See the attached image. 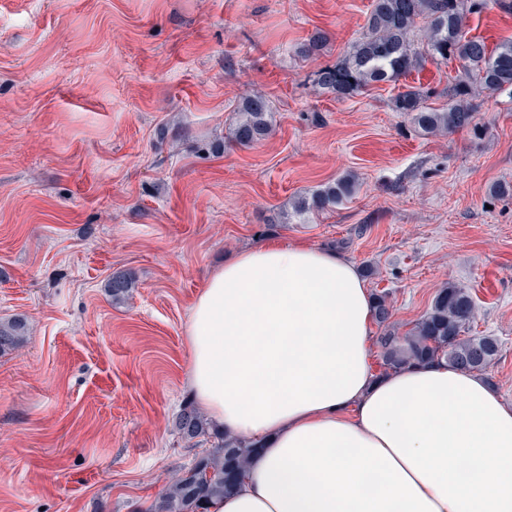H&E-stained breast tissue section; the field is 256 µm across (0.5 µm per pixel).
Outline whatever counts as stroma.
I'll list each match as a JSON object with an SVG mask.
<instances>
[{"label": "stroma", "instance_id": "obj_1", "mask_svg": "<svg viewBox=\"0 0 512 512\" xmlns=\"http://www.w3.org/2000/svg\"><path fill=\"white\" fill-rule=\"evenodd\" d=\"M373 0H0V512H154L213 448L174 422L190 398L185 330L209 275L273 238L339 247L407 332L453 284L496 337L512 402V92L474 98L475 129L424 134L393 98L444 110L458 61L341 97L315 71L366 33ZM466 30L512 39L487 0ZM322 49L299 50L316 33ZM264 95L272 131L230 139ZM320 214L304 197L345 174ZM130 274L112 304L105 284ZM355 184V178L350 174L336 179V181L313 192L310 197L298 201L297 211L311 213L334 207L353 195ZM135 288L134 279L122 272L112 274L106 285V291L112 302L121 303L128 299ZM26 331V323L20 319L0 321V352L21 345Z\"/></svg>", "mask_w": 512, "mask_h": 512}]
</instances>
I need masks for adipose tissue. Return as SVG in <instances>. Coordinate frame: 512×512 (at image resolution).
<instances>
[{
  "mask_svg": "<svg viewBox=\"0 0 512 512\" xmlns=\"http://www.w3.org/2000/svg\"><path fill=\"white\" fill-rule=\"evenodd\" d=\"M373 317L359 268L329 249L267 241L208 278L187 384L258 444L209 512H512V403L443 361L377 373Z\"/></svg>",
  "mask_w": 512,
  "mask_h": 512,
  "instance_id": "adipose-tissue-1",
  "label": "adipose tissue"
}]
</instances>
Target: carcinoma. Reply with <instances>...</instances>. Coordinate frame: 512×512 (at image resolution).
<instances>
[{
	"label": "carcinoma",
	"mask_w": 512,
	"mask_h": 512,
	"mask_svg": "<svg viewBox=\"0 0 512 512\" xmlns=\"http://www.w3.org/2000/svg\"><path fill=\"white\" fill-rule=\"evenodd\" d=\"M483 5L484 0H374L366 36L353 43L341 60L314 72L313 82L338 95H351L375 83L395 82L425 58L437 62L453 58L461 63V72L450 88L448 109L427 108L428 92L417 87L399 93L393 108L410 115L425 133L469 128L474 122L470 100L476 94L512 89V39L490 51L483 40L467 36V15ZM419 29L424 30L420 42L414 38ZM271 120L265 96H250L231 138L240 146H253L270 134ZM354 190V176L346 175L301 199L297 211L326 210L350 198ZM134 288V279L122 272L112 274L106 285L115 303L126 301ZM373 300L375 319L384 327L377 344L385 372L445 361L463 371L482 373L501 352L495 337L472 334L475 304L463 288L450 285L438 290L426 313L401 336L390 328L389 293L376 292ZM26 331L20 319L0 321V352L21 345ZM176 428L188 441L210 435L208 423L190 403L184 405ZM256 445L219 435L215 448L171 482L156 512H208L211 501L234 491Z\"/></svg>",
	"instance_id": "1"
}]
</instances>
